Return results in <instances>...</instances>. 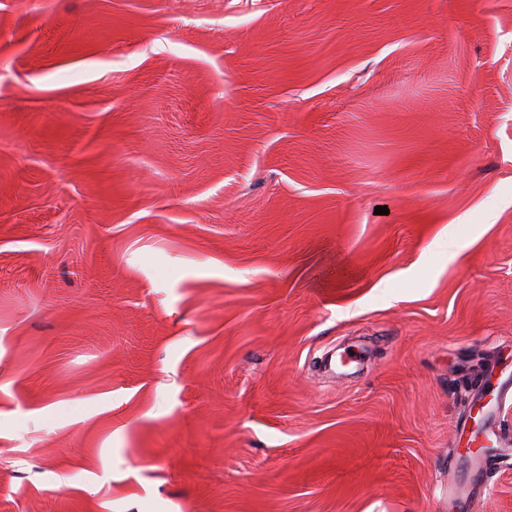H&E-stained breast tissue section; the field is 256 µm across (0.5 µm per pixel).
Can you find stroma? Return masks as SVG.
<instances>
[{
    "label": "stroma",
    "instance_id": "stroma-1",
    "mask_svg": "<svg viewBox=\"0 0 512 512\" xmlns=\"http://www.w3.org/2000/svg\"><path fill=\"white\" fill-rule=\"evenodd\" d=\"M487 370L512 0H0V512H512Z\"/></svg>",
    "mask_w": 512,
    "mask_h": 512
}]
</instances>
